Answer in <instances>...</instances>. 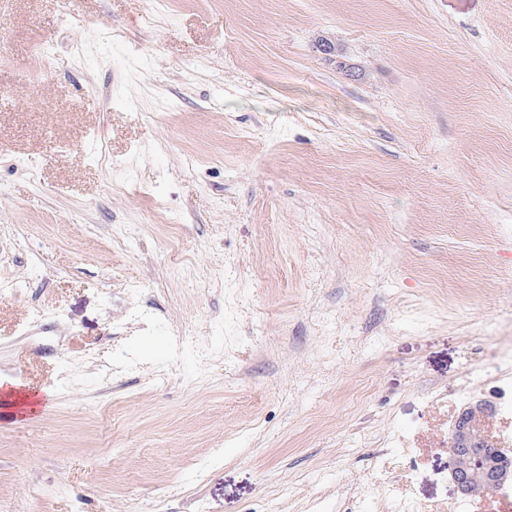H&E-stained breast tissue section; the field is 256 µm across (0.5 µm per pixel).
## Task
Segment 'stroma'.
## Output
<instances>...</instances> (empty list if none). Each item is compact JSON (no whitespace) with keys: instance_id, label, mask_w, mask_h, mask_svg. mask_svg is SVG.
<instances>
[{"instance_id":"obj_1","label":"stroma","mask_w":512,"mask_h":512,"mask_svg":"<svg viewBox=\"0 0 512 512\" xmlns=\"http://www.w3.org/2000/svg\"><path fill=\"white\" fill-rule=\"evenodd\" d=\"M0 21V389L47 400L0 512H512L448 467L512 333V0Z\"/></svg>"}]
</instances>
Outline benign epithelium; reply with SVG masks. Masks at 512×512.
I'll return each mask as SVG.
<instances>
[{
    "label": "benign epithelium",
    "mask_w": 512,
    "mask_h": 512,
    "mask_svg": "<svg viewBox=\"0 0 512 512\" xmlns=\"http://www.w3.org/2000/svg\"><path fill=\"white\" fill-rule=\"evenodd\" d=\"M489 412L490 405L477 402L463 412L450 434V474L464 496L512 485V455L486 452L485 423Z\"/></svg>",
    "instance_id": "obj_1"
}]
</instances>
